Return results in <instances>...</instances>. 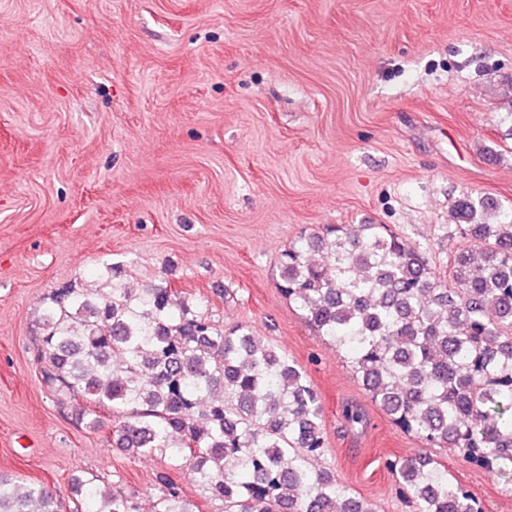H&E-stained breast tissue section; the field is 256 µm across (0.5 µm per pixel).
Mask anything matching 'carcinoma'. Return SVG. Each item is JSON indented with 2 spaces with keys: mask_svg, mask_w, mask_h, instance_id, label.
<instances>
[{
  "mask_svg": "<svg viewBox=\"0 0 512 512\" xmlns=\"http://www.w3.org/2000/svg\"><path fill=\"white\" fill-rule=\"evenodd\" d=\"M459 199L467 244L448 275L383 224H327L280 258L281 293L327 337L372 400L431 448L472 467L512 464V212ZM40 309L33 358L60 411L164 469L144 507L94 473L70 480L71 512H200L186 471L219 512H376L323 466L324 409L306 371L248 326L226 330L170 283L131 288L102 262ZM410 512H484L428 455L388 458ZM43 485L0 474V512H64Z\"/></svg>",
  "mask_w": 512,
  "mask_h": 512,
  "instance_id": "1",
  "label": "carcinoma"
}]
</instances>
